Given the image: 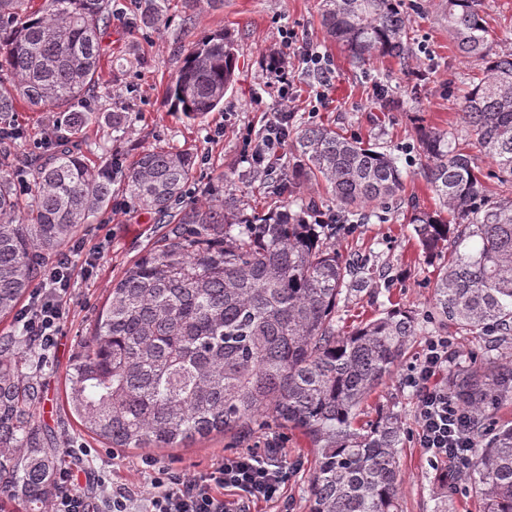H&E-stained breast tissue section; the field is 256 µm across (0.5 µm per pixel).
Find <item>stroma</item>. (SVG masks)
<instances>
[{
	"label": "stroma",
	"mask_w": 512,
	"mask_h": 512,
	"mask_svg": "<svg viewBox=\"0 0 512 512\" xmlns=\"http://www.w3.org/2000/svg\"><path fill=\"white\" fill-rule=\"evenodd\" d=\"M319 2L224 0L223 7L213 8L205 0H170L166 26L158 33L139 22L131 0H112L120 18L103 36L106 57L101 78L87 98L95 120L72 137L75 149L91 164L112 169V199L75 235L84 250L76 258L68 318L39 373L45 400L38 415L55 430L58 450L67 449L81 457L85 472L81 486H88L89 476L108 474L113 484L137 482L147 492L158 469L200 473L225 455L273 440L281 448L289 479L279 502L256 504L251 512H307L313 454L299 432L267 418L255 424L246 437L215 433L177 448L115 450L81 428L66 402V378L79 342L91 331L113 282L173 230L172 225L157 223L154 215L140 209L122 189L124 175L139 153L164 147L197 156V177L187 200L219 198L229 187L246 208L263 207L265 176L246 158L243 141L249 138L260 143L268 118L280 107L277 92L267 86L263 61L281 51L285 29L294 30L301 42L312 44L332 62L329 103L316 112L308 98L316 75L307 72L299 60L290 61L299 92L293 129L329 125L379 147L397 157L399 167L407 172L406 194L417 197L424 206H435L433 193L416 173V130L440 127L463 135L464 123L455 103L469 87L468 75L480 69L479 63L462 61L452 49L443 16L446 0H405V21L414 37L412 60L405 68L393 61L352 64L341 48L326 39ZM224 32L236 41L239 57L237 80L224 97L223 110L197 121L171 112L165 90L176 74L183 49L204 35ZM116 112L126 116L117 128L112 125ZM58 118V113L19 103L14 122L21 133L1 145L0 154L6 161L18 162L36 153L37 141ZM332 241L345 258L360 255L368 259L364 287L343 293L338 304L336 326L340 331H350L395 303L413 311L419 320V334L405 363L371 395L363 418L375 419L379 411L387 409L401 414L405 434L399 450L402 486L398 512H435L439 477L451 464L431 462L418 447L416 396L406 376L427 341L438 333L427 313L430 284L439 262L419 251L405 212L397 210L383 220L355 225L333 236Z\"/></svg>",
	"instance_id": "35a3bbf8"
}]
</instances>
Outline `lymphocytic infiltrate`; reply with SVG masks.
<instances>
[{
    "label": "lymphocytic infiltrate",
    "instance_id": "1",
    "mask_svg": "<svg viewBox=\"0 0 512 512\" xmlns=\"http://www.w3.org/2000/svg\"><path fill=\"white\" fill-rule=\"evenodd\" d=\"M269 77L286 106L273 113L260 145L245 144L244 152L255 164H264L267 154L276 151L288 137L293 119L287 103L293 96V78L285 59L270 63ZM73 266L70 256L43 262L38 282L29 303L18 316L22 335L28 336L42 351H50L67 317V298L72 293ZM448 361L447 338L430 339L418 365L407 376L417 399L419 430L417 443L431 460L453 459L457 471H464L471 439L465 417L448 396L447 387L437 375ZM274 442L264 448H244L222 457L207 472L173 474L158 471L148 494L130 487L109 489L100 482L101 507L78 490V472L60 470L57 493L50 512H250L254 502H276L287 478L279 463Z\"/></svg>",
    "mask_w": 512,
    "mask_h": 512
}]
</instances>
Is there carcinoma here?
Returning a JSON list of instances; mask_svg holds the SVG:
<instances>
[{
    "mask_svg": "<svg viewBox=\"0 0 512 512\" xmlns=\"http://www.w3.org/2000/svg\"><path fill=\"white\" fill-rule=\"evenodd\" d=\"M141 22L160 27L167 0H140ZM402 0H320L327 36L355 64L412 55ZM111 0H0V125L19 101L88 125L76 106L99 81ZM456 54L482 76L456 102L472 155L448 131L418 132L421 174L438 200L404 198L391 155L324 125L301 128L288 173L269 167L263 211L239 216V202L183 203L195 180L187 151H142L124 190L166 224L165 235L112 285L92 333L79 346L66 393L85 431L109 448H177L212 433L247 434L261 416L299 432L312 448L308 512H397L402 416L381 411L358 425L368 398L400 367L417 318L394 306L343 334L336 308L368 260L343 259L321 238L308 181L335 202L327 224H362L396 202L422 253L448 260L432 282L430 319L466 336L512 343V52L494 49L484 0H448ZM238 45L226 34L188 47L165 98L200 120L224 106ZM491 163L484 171L478 156ZM36 180L17 193L0 163V318L17 312L39 261L60 253L112 199V174L90 166L58 132L54 151L28 160ZM497 184L489 193L486 181ZM32 346L0 336V493L25 512H45L62 460L38 420L44 401L25 371ZM512 395V359L488 353L448 372V396L465 412L473 447L467 489L483 512H512V426L494 409Z\"/></svg>",
    "mask_w": 512,
    "mask_h": 512,
    "instance_id": "1",
    "label": "carcinoma"
}]
</instances>
